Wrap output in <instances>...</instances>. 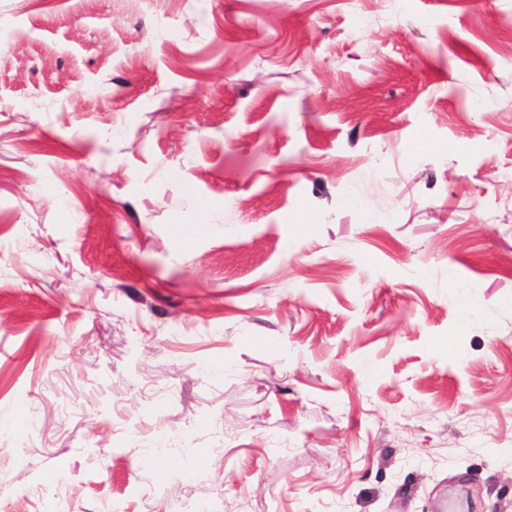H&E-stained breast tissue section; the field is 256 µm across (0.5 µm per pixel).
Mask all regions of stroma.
<instances>
[{"label": "stroma", "instance_id": "obj_1", "mask_svg": "<svg viewBox=\"0 0 512 512\" xmlns=\"http://www.w3.org/2000/svg\"><path fill=\"white\" fill-rule=\"evenodd\" d=\"M461 488L512 512V0H0V512Z\"/></svg>", "mask_w": 512, "mask_h": 512}]
</instances>
